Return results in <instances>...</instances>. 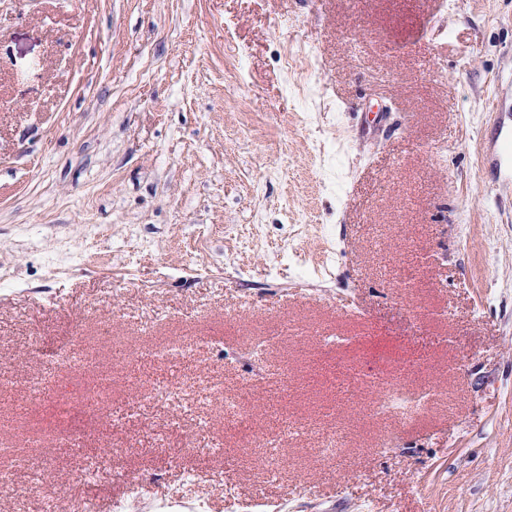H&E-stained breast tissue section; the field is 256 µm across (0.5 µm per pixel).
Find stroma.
<instances>
[{
  "label": "stroma",
  "mask_w": 512,
  "mask_h": 512,
  "mask_svg": "<svg viewBox=\"0 0 512 512\" xmlns=\"http://www.w3.org/2000/svg\"><path fill=\"white\" fill-rule=\"evenodd\" d=\"M284 45L298 67L319 60L306 98ZM494 113L512 120V0H0L12 481L42 459L38 494L66 493L69 512H118L133 482L149 512L191 471L209 481L175 512H512V182L484 165ZM285 220L307 225L313 264L335 230L332 280L300 283L230 233ZM203 336L223 352L147 355ZM63 342L135 355L99 409L83 402L96 371L36 357ZM326 359L407 364L417 412L368 417L376 389L337 393ZM45 373L52 392L14 416ZM199 376L245 398L247 426L222 395L188 413L143 399ZM288 421L301 431L267 469L250 438ZM334 430L342 451L322 458ZM107 446L111 467L83 482L84 449Z\"/></svg>",
  "instance_id": "1"
}]
</instances>
